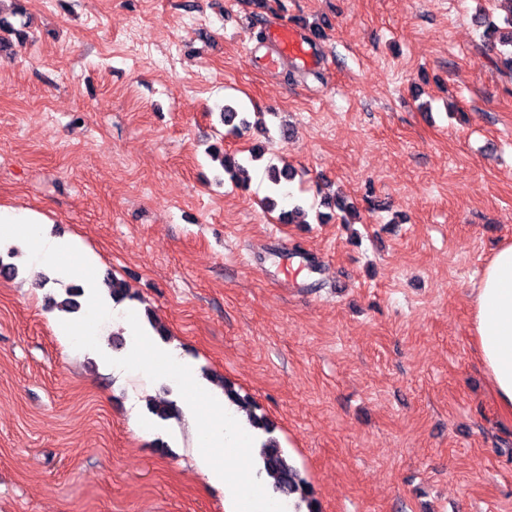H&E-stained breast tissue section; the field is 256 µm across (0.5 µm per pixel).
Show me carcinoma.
<instances>
[{"instance_id": "cac0c4a2", "label": "carcinoma", "mask_w": 512, "mask_h": 512, "mask_svg": "<svg viewBox=\"0 0 512 512\" xmlns=\"http://www.w3.org/2000/svg\"><path fill=\"white\" fill-rule=\"evenodd\" d=\"M475 23L484 28L485 44L495 50L503 66L512 71V0L509 2L508 13L503 18V24L498 25L484 15L474 17ZM15 33L14 27L0 17V57L9 56L14 44L8 35ZM224 125L229 132L237 133L247 125V121L239 117V110L232 104H225L222 109ZM271 183L270 195L266 197V205L273 206L279 198L283 183L293 179L294 172L288 167L281 168L272 165L268 169ZM84 294L83 287L75 284L66 290V297L61 300L51 299L54 309L61 313L72 314L79 311V298ZM149 413L159 419L166 420L175 414L176 408L172 401L165 397L155 398L148 403ZM249 424L268 434L262 443L263 469L274 478V492L293 500L295 512H300V504H305L307 512H319L317 501L313 497L312 487L305 476L290 462L288 456L280 447L279 442L272 436V428L264 416L248 411Z\"/></svg>"}]
</instances>
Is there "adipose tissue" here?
Listing matches in <instances>:
<instances>
[{
  "label": "adipose tissue",
  "instance_id": "1",
  "mask_svg": "<svg viewBox=\"0 0 512 512\" xmlns=\"http://www.w3.org/2000/svg\"><path fill=\"white\" fill-rule=\"evenodd\" d=\"M471 325L500 414L512 419V242L501 245L470 293Z\"/></svg>",
  "mask_w": 512,
  "mask_h": 512
}]
</instances>
